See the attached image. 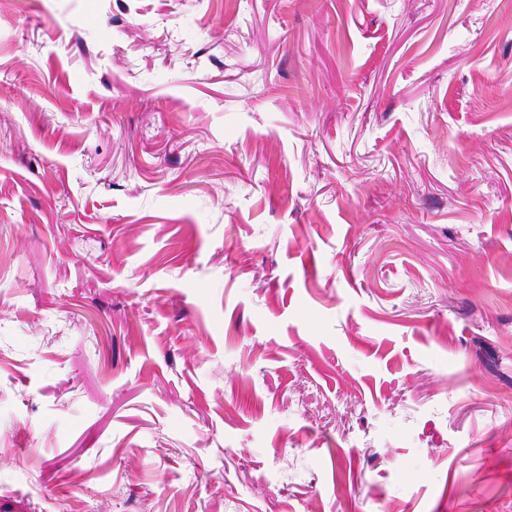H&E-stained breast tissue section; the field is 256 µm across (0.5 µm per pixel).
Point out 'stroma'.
<instances>
[{
  "label": "stroma",
  "instance_id": "obj_1",
  "mask_svg": "<svg viewBox=\"0 0 512 512\" xmlns=\"http://www.w3.org/2000/svg\"><path fill=\"white\" fill-rule=\"evenodd\" d=\"M0 512H512V0H0Z\"/></svg>",
  "mask_w": 512,
  "mask_h": 512
}]
</instances>
